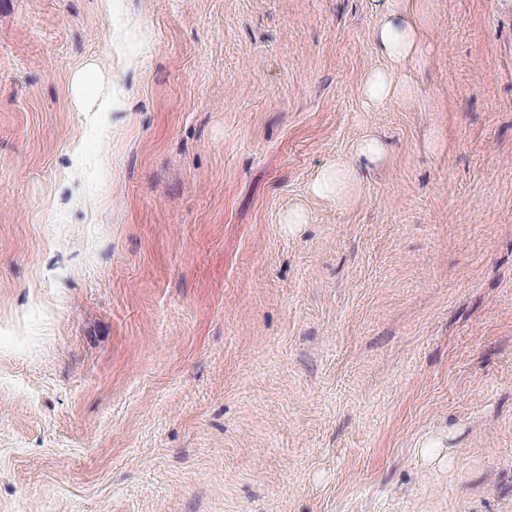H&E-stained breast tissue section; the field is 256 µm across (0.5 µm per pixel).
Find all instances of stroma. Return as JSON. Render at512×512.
Segmentation results:
<instances>
[{"mask_svg": "<svg viewBox=\"0 0 512 512\" xmlns=\"http://www.w3.org/2000/svg\"><path fill=\"white\" fill-rule=\"evenodd\" d=\"M422 4L370 108L373 0H0V512H512V0ZM383 1L376 6L380 19L372 31V40L378 53L388 60L387 68L373 70L364 80L362 96L369 107H379L410 94L411 84L406 78V66L411 61H422L428 20L423 12H416L411 0ZM93 68L78 71L72 81V94L83 112H112L119 107L122 90L112 84L99 89ZM388 156V147L379 137L369 135L355 147L353 162L336 160L322 170L311 183L309 191L313 196L336 198V202H345L347 188L353 185L362 168L380 166Z\"/></svg>", "mask_w": 512, "mask_h": 512, "instance_id": "1", "label": "stroma"}]
</instances>
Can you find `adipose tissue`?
Segmentation results:
<instances>
[{
    "mask_svg": "<svg viewBox=\"0 0 512 512\" xmlns=\"http://www.w3.org/2000/svg\"><path fill=\"white\" fill-rule=\"evenodd\" d=\"M380 19L372 31L378 53L388 60L385 68L373 70L362 86L367 106L378 107L408 96L411 84L405 70L409 62L422 60L428 20L415 11L411 0H381ZM76 104L86 112H111L118 108L121 89H99L94 69L78 71L72 81ZM388 156V147L379 137L369 135L358 142L353 161L339 160L328 164L311 183L313 196L345 202L346 191L361 169L380 166Z\"/></svg>",
    "mask_w": 512,
    "mask_h": 512,
    "instance_id": "ef3b65f1",
    "label": "adipose tissue"
}]
</instances>
